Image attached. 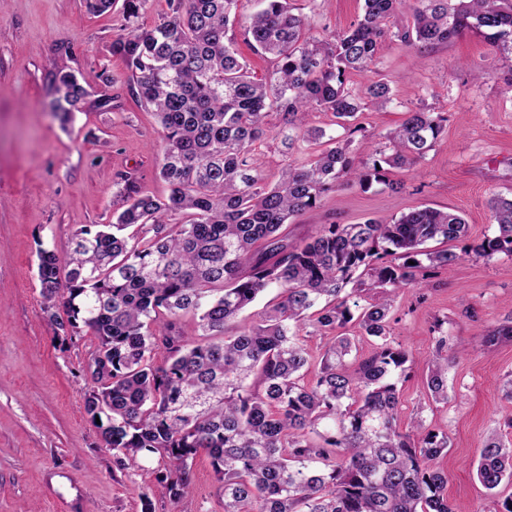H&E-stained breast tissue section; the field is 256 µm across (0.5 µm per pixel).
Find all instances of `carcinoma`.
Returning a JSON list of instances; mask_svg holds the SVG:
<instances>
[{"mask_svg":"<svg viewBox=\"0 0 512 512\" xmlns=\"http://www.w3.org/2000/svg\"><path fill=\"white\" fill-rule=\"evenodd\" d=\"M148 0H122L125 24L112 55L129 72L130 93L150 105L164 142L159 200L122 174L123 209L110 224L83 225L63 255L37 251V279L50 325L97 339L96 387L84 408L103 445L124 466L156 456L157 493L179 502L205 451L220 483L223 512H452L446 474L448 433L420 414L400 427L405 383L416 363L391 334L393 296L421 291L431 270L450 271L461 255L446 247L467 236L465 219L431 206L359 224H322L302 238L283 226L319 207L340 186L387 180L386 167L416 172L447 118L423 107L389 131L391 153L360 159L352 124L371 104L391 102L389 85L350 76L370 70L387 37L417 49L467 34L493 53H512V0H363V14L332 40L308 36L306 16L289 0H261L238 19V0H167L150 28L137 24ZM243 27L254 52L270 59L258 80L235 49ZM52 112L66 125L83 111L90 80L62 69ZM279 124L269 126L268 109ZM329 112L347 131L312 124ZM287 151L325 141L303 163L270 182L257 145ZM494 232L475 256L512 258V195L493 196ZM438 242L440 248L429 243ZM273 291L259 321L235 319ZM197 320L188 336L182 317ZM353 325L375 348L346 369ZM424 360L426 394L448 403L450 355L442 333ZM331 337L313 358L301 332ZM512 341V325L480 336L476 347ZM476 475L494 490L512 483V440L492 432Z\"/></svg>","mask_w":512,"mask_h":512,"instance_id":"obj_1","label":"carcinoma"}]
</instances>
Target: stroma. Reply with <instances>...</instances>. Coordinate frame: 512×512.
Here are the masks:
<instances>
[{"label":"stroma","instance_id":"1","mask_svg":"<svg viewBox=\"0 0 512 512\" xmlns=\"http://www.w3.org/2000/svg\"><path fill=\"white\" fill-rule=\"evenodd\" d=\"M309 18L311 35L333 39L361 13L363 0H293ZM123 25L120 7L87 11L84 0H0V512H218V482L206 455H198L189 492L180 503L151 496L156 460L118 465L103 447L85 410L94 386L87 367L97 340L52 329L41 307L36 275L39 245L66 251L74 229L108 224L119 208L118 175L135 177L149 194L166 199L160 178V127L151 109L127 88V70L111 43ZM494 58L482 77L471 68ZM112 74L119 108L84 109L61 125L50 110L59 69ZM376 75L391 88L385 108L359 115L357 139L384 147L385 135L405 112L423 105L447 116L445 131L422 163V175L393 169L405 182L341 186L288 230L301 238L319 224H358L428 205L461 214L466 242L452 273L429 281L424 302L401 296L391 314L392 334L421 358L442 332L468 343L512 318V259L484 260L464 252L492 233L489 199L512 193V55L491 56L488 43L469 34L424 53L382 42ZM512 378V342L477 349L450 368L447 404L427 408L433 428L450 448L439 465L448 475L453 512H493L512 486L486 490L475 470L492 429L512 414L504 385Z\"/></svg>","mask_w":512,"mask_h":512}]
</instances>
